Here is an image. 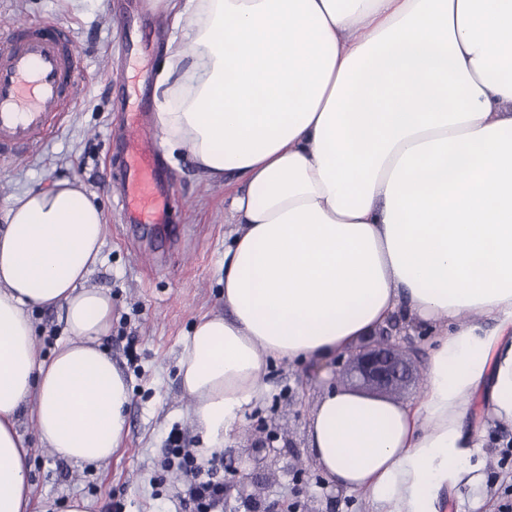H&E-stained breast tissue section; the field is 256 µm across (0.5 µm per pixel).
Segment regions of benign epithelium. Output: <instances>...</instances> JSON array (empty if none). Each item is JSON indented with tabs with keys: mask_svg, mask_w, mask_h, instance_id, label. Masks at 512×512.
Returning a JSON list of instances; mask_svg holds the SVG:
<instances>
[{
	"mask_svg": "<svg viewBox=\"0 0 512 512\" xmlns=\"http://www.w3.org/2000/svg\"><path fill=\"white\" fill-rule=\"evenodd\" d=\"M395 326L382 329L375 336H368L356 349L348 352L345 364L336 366V382L350 384L354 391L371 397L393 400L404 393L412 377L414 351L412 347L394 335ZM255 446L248 449L254 470L250 473L232 470L233 480L224 484V495L234 488L257 482L259 470L266 467L277 456L274 446L277 433L268 424H263L254 436ZM245 512H292L283 505L269 503L258 494H241Z\"/></svg>",
	"mask_w": 512,
	"mask_h": 512,
	"instance_id": "7a95c632",
	"label": "benign epithelium"
}]
</instances>
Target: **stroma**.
Masks as SVG:
<instances>
[{"instance_id":"35a3bbf8","label":"stroma","mask_w":512,"mask_h":512,"mask_svg":"<svg viewBox=\"0 0 512 512\" xmlns=\"http://www.w3.org/2000/svg\"><path fill=\"white\" fill-rule=\"evenodd\" d=\"M26 19L53 23L71 36L82 77V98L60 129L31 155L0 160V213L9 200L32 188L47 189L75 180L95 193L106 215L102 263L88 280L112 298V331L104 340L131 388L123 447L101 467L76 465L37 443L33 425L21 418L19 431L30 441L34 508L54 504L64 512L70 497L90 499L95 512L111 501L121 512H188L177 496L180 477L158 485L154 466L169 436L187 447L200 440L192 422V402L179 384L177 363L197 318L224 307V238L230 214L224 199L239 188L209 182L188 155H161L176 209L165 225L127 223L118 205L110 159L118 151L122 118L153 114L155 80L167 56L173 28L162 12L143 0H0V41L9 23ZM332 376L310 363L270 364L265 401L246 413L248 425L265 421L277 430L279 455L262 489L266 500L296 505L298 512H368L358 496L327 483L307 440L311 409ZM480 491L459 487L441 493L440 512H506L512 504V424L488 427ZM303 461L307 474L296 481L292 467Z\"/></svg>"}]
</instances>
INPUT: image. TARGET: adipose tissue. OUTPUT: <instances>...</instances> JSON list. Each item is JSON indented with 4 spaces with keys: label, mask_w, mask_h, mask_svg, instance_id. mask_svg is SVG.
<instances>
[{
    "label": "adipose tissue",
    "mask_w": 512,
    "mask_h": 512,
    "mask_svg": "<svg viewBox=\"0 0 512 512\" xmlns=\"http://www.w3.org/2000/svg\"><path fill=\"white\" fill-rule=\"evenodd\" d=\"M175 34L155 126L209 181L234 176L224 309L178 376L203 450L267 394L270 363L323 362L398 321L430 337L422 392L327 387L307 438L370 512H439L483 483L486 427L512 423V0H159ZM106 218L81 184L0 215V512H31L29 416L79 465L123 445L128 384L87 281ZM66 337L38 345L34 310Z\"/></svg>",
    "instance_id": "adipose-tissue-1"
}]
</instances>
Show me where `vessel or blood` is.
Listing matches in <instances>:
<instances>
[{
    "label": "vessel or blood",
    "instance_id": "b4317fda",
    "mask_svg": "<svg viewBox=\"0 0 512 512\" xmlns=\"http://www.w3.org/2000/svg\"><path fill=\"white\" fill-rule=\"evenodd\" d=\"M80 90L68 33L50 25L16 23L0 42V156L41 143ZM123 156L122 209L129 223H168L175 201L157 164L156 141L141 124H128Z\"/></svg>",
    "mask_w": 512,
    "mask_h": 512
}]
</instances>
